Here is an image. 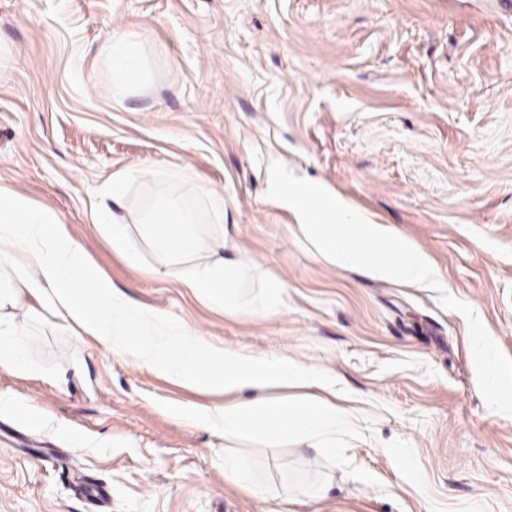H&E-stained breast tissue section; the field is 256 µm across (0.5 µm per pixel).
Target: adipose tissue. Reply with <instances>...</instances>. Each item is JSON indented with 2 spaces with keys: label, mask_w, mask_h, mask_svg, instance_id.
Masks as SVG:
<instances>
[{
  "label": "adipose tissue",
  "mask_w": 512,
  "mask_h": 512,
  "mask_svg": "<svg viewBox=\"0 0 512 512\" xmlns=\"http://www.w3.org/2000/svg\"><path fill=\"white\" fill-rule=\"evenodd\" d=\"M143 76L134 34L113 39L112 78L133 87ZM214 230L201 235L198 215L175 198L150 205L139 219L138 235L152 248L150 272L185 266L182 288L206 306L227 313L272 317L285 304L287 285L264 279L260 292L245 297L239 288L245 265L225 258L236 250L225 230L224 196L204 193ZM91 221L104 232L131 268H139L127 225L111 220L107 207L93 209ZM31 302L67 322L79 337L109 345L114 354L166 380L218 394L222 403L167 406L169 416L232 439L249 433L268 440L300 435L332 450L337 432L350 429L352 414L320 391L328 383L323 369L286 356H258L208 342L179 317L138 303L115 287L90 260L84 246L67 232L58 213L27 194L0 186V370L31 373L25 331L9 309Z\"/></svg>",
  "instance_id": "adipose-tissue-1"
}]
</instances>
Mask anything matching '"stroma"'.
Returning <instances> with one entry per match:
<instances>
[{"label":"stroma","mask_w":512,"mask_h":512,"mask_svg":"<svg viewBox=\"0 0 512 512\" xmlns=\"http://www.w3.org/2000/svg\"><path fill=\"white\" fill-rule=\"evenodd\" d=\"M119 31L145 60L133 88L112 82ZM274 161L425 250L512 357V0H0V186L54 209L134 300L332 372L353 415L332 454L226 442L162 411L210 396L22 306L37 370L1 371L0 393L39 415L0 411V512H512V416L485 404L466 317L324 261L267 198ZM121 171L109 209L129 225L160 192L221 191L251 286L287 283L282 313L214 310L181 268L127 266L90 221ZM226 452L267 496L225 482Z\"/></svg>","instance_id":"obj_1"}]
</instances>
